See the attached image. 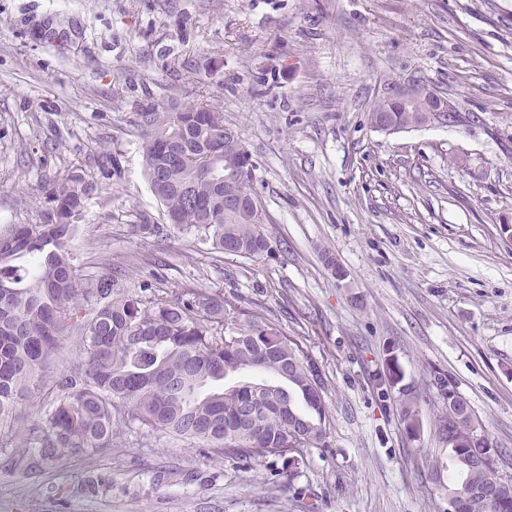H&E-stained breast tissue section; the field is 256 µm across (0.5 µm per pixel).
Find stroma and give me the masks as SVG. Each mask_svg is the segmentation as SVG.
Wrapping results in <instances>:
<instances>
[{"instance_id":"35a3bbf8","label":"stroma","mask_w":512,"mask_h":512,"mask_svg":"<svg viewBox=\"0 0 512 512\" xmlns=\"http://www.w3.org/2000/svg\"><path fill=\"white\" fill-rule=\"evenodd\" d=\"M454 107L447 126L376 131L397 89ZM218 100L254 164L266 232L287 252L244 259L128 233L161 207L142 175L133 104ZM120 150L70 243L83 277L213 288L308 350L331 427L272 482L212 449L126 430L102 454L8 463L0 512H448L458 473L434 382L469 403L512 478V0H0V231L32 224L42 188ZM333 265H326V258ZM77 336L20 399L25 421L76 365ZM413 387L418 433L388 360ZM97 171L105 178H114L115 184L122 180V168L119 154L112 151L108 145H103L93 158Z\"/></svg>"}]
</instances>
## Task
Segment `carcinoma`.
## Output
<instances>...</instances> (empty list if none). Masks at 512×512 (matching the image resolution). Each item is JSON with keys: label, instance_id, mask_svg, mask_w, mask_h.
<instances>
[{"label": "carcinoma", "instance_id": "obj_1", "mask_svg": "<svg viewBox=\"0 0 512 512\" xmlns=\"http://www.w3.org/2000/svg\"><path fill=\"white\" fill-rule=\"evenodd\" d=\"M127 125L142 139V171L162 218L136 213L130 234L163 239L174 227L200 250L234 245L250 256H273L281 242L265 233L269 216L249 191L250 155L224 207V107L183 102L135 105ZM407 128L420 123L412 106L392 98L374 113ZM94 166L122 180L119 154L104 145ZM96 182L80 174L57 176L46 191L38 222L0 233V432L13 452L39 449V460L103 453L136 425L212 448L226 458L265 466L300 449L325 446L323 379L311 354L279 325L237 306L210 288L145 284L132 291L110 276L81 278L69 243L84 220ZM80 337L83 358L57 383V396L38 421L17 427V399L58 349L61 337ZM261 372L224 386L229 375ZM400 419L415 415L412 387L398 388ZM456 419L439 416L462 479L448 497L478 489L486 498L460 501V512H497L490 497L512 499V479L488 461L485 444L469 441L472 410L458 398Z\"/></svg>", "mask_w": 512, "mask_h": 512}]
</instances>
